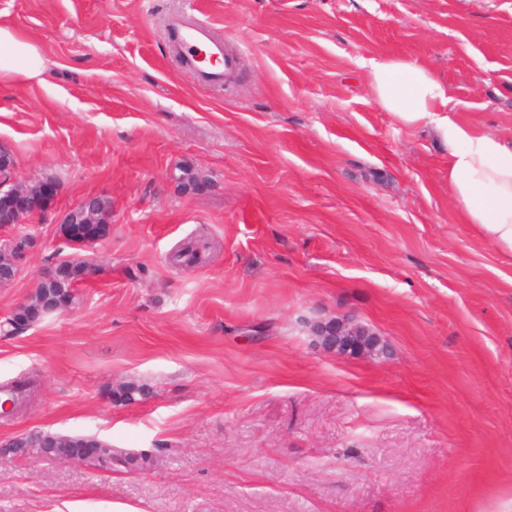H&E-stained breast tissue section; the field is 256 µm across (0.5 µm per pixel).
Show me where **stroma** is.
<instances>
[{"instance_id":"obj_1","label":"stroma","mask_w":512,"mask_h":512,"mask_svg":"<svg viewBox=\"0 0 512 512\" xmlns=\"http://www.w3.org/2000/svg\"><path fill=\"white\" fill-rule=\"evenodd\" d=\"M240 60L199 87L186 12ZM38 78L0 82L14 177L59 185L0 242L38 241L0 321L70 255L66 212L112 202L79 302L0 334V512H501L512 501V259L463 223L448 151L377 104L365 61L427 63L458 117L512 139V0H0ZM180 165L204 184L178 187ZM187 241L199 260L171 259ZM350 316L379 356L311 326ZM143 401H114L126 382ZM32 430L151 456L21 457ZM326 322L319 321L312 326L313 335L324 349L332 346L331 351L343 357L383 353L380 338L369 327L351 318H336L329 326Z\"/></svg>"}]
</instances>
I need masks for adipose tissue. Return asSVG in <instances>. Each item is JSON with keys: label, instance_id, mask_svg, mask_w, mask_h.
I'll use <instances>...</instances> for the list:
<instances>
[{"label": "adipose tissue", "instance_id": "1", "mask_svg": "<svg viewBox=\"0 0 512 512\" xmlns=\"http://www.w3.org/2000/svg\"><path fill=\"white\" fill-rule=\"evenodd\" d=\"M48 67L38 47L0 26V81L36 78ZM378 105L411 126H429L448 146V187L464 223L512 257V141L455 117L446 84L426 64L378 57L367 62Z\"/></svg>", "mask_w": 512, "mask_h": 512}]
</instances>
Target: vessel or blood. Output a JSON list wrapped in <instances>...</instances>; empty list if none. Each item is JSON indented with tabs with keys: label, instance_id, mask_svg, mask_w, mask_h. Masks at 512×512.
Segmentation results:
<instances>
[{
	"label": "vessel or blood",
	"instance_id": "1",
	"mask_svg": "<svg viewBox=\"0 0 512 512\" xmlns=\"http://www.w3.org/2000/svg\"><path fill=\"white\" fill-rule=\"evenodd\" d=\"M173 48L202 85L223 86L228 74L238 67L237 56L226 50L212 24L193 14L176 22Z\"/></svg>",
	"mask_w": 512,
	"mask_h": 512
}]
</instances>
